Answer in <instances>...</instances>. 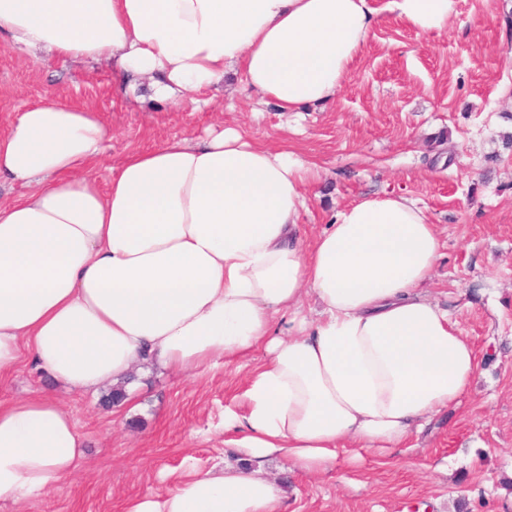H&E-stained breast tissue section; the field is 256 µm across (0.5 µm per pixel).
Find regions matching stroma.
Instances as JSON below:
<instances>
[{
	"mask_svg": "<svg viewBox=\"0 0 512 512\" xmlns=\"http://www.w3.org/2000/svg\"><path fill=\"white\" fill-rule=\"evenodd\" d=\"M41 99L101 112L112 131L93 171L103 185L130 150L225 125L320 166L305 189V242L367 195L394 192L425 208L443 241L425 292L478 354L469 392L405 447L350 444L324 472L292 473L278 459L263 471L286 491L283 512H512V0H457L447 31L434 34L383 10L335 101L298 112L257 106L240 72L205 105L173 106L120 91L111 62L49 59L1 39L0 130ZM262 357L158 371L140 379L133 401L108 407L102 393L52 383L22 351L0 379V401L52 395L85 456L44 496L0 512H123L128 500L166 493L174 477L236 463L224 412L243 411Z\"/></svg>",
	"mask_w": 512,
	"mask_h": 512,
	"instance_id": "stroma-1",
	"label": "stroma"
}]
</instances>
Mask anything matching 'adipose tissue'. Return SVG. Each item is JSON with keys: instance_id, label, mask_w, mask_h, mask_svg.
Here are the masks:
<instances>
[{"instance_id": "1", "label": "adipose tissue", "mask_w": 512, "mask_h": 512, "mask_svg": "<svg viewBox=\"0 0 512 512\" xmlns=\"http://www.w3.org/2000/svg\"><path fill=\"white\" fill-rule=\"evenodd\" d=\"M457 0H0V36L55 58L114 61L152 98L194 100L243 72L280 111L332 102L380 11L443 32ZM111 135L98 112L26 107L0 133V378L29 350L53 382L131 396L134 370L193 371L263 350L226 411L234 464L175 480L126 512H279L272 456L310 473L343 442L398 448L457 404L476 353L423 288L443 242L394 193L298 233L315 164L235 129L186 134L93 176ZM319 307L300 312L303 296ZM84 439L55 399L0 402V503L71 477Z\"/></svg>"}]
</instances>
